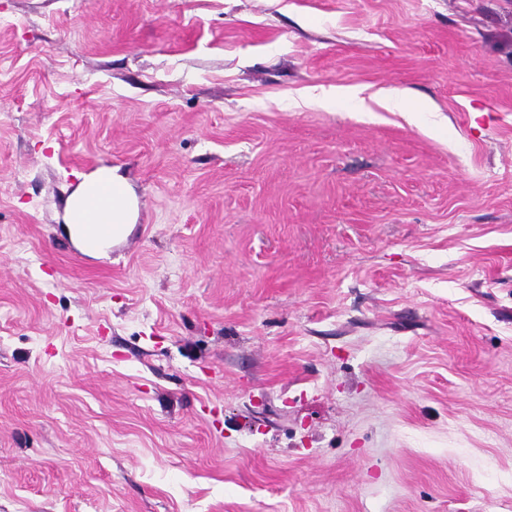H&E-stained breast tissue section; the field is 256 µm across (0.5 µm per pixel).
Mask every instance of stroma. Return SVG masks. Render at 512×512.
Wrapping results in <instances>:
<instances>
[{
  "instance_id": "1",
  "label": "stroma",
  "mask_w": 512,
  "mask_h": 512,
  "mask_svg": "<svg viewBox=\"0 0 512 512\" xmlns=\"http://www.w3.org/2000/svg\"><path fill=\"white\" fill-rule=\"evenodd\" d=\"M0 512H512V0H0ZM102 187H112V195L98 193L90 206L98 213H107L112 208V213L106 215L89 213L85 218L86 223L91 224H77L85 241V247L82 246V248L87 252H94L111 239L113 245L114 242L124 238L125 235L120 237L121 232L118 225L112 224H119L124 229L135 224L136 200L117 168H101L85 177L70 199L67 208V224H75V204L88 193Z\"/></svg>"
}]
</instances>
